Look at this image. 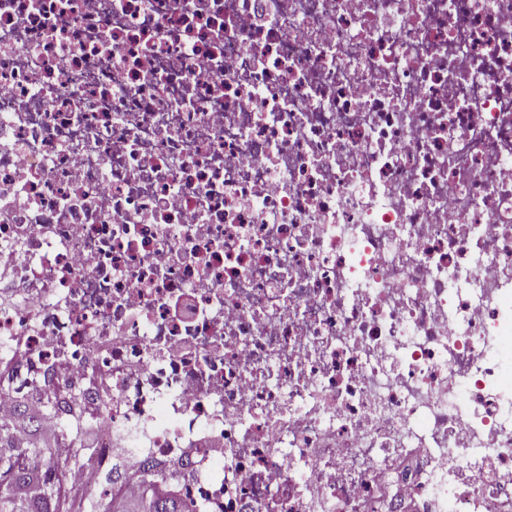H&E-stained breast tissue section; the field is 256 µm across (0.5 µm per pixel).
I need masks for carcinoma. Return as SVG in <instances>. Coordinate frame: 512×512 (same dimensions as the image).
<instances>
[{
    "label": "carcinoma",
    "mask_w": 512,
    "mask_h": 512,
    "mask_svg": "<svg viewBox=\"0 0 512 512\" xmlns=\"http://www.w3.org/2000/svg\"><path fill=\"white\" fill-rule=\"evenodd\" d=\"M92 462L91 449L80 445L63 463L53 448L31 436L16 440L12 427L0 425V512H92L86 493L66 483V472ZM124 476L118 468L107 478V512H184L156 480H143L147 496L128 499L121 492Z\"/></svg>",
    "instance_id": "1"
}]
</instances>
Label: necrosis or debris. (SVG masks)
Instances as JSON below:
<instances>
[{
  "mask_svg": "<svg viewBox=\"0 0 512 512\" xmlns=\"http://www.w3.org/2000/svg\"><path fill=\"white\" fill-rule=\"evenodd\" d=\"M22 406L93 497L512 512V0H0Z\"/></svg>",
  "mask_w": 512,
  "mask_h": 512,
  "instance_id": "obj_1",
  "label": "necrosis or debris"
}]
</instances>
